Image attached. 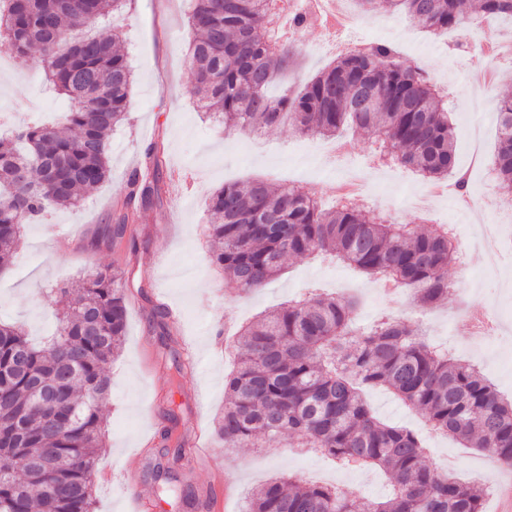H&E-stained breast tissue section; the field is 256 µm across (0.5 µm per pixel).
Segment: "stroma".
I'll return each instance as SVG.
<instances>
[{
    "label": "stroma",
    "mask_w": 512,
    "mask_h": 512,
    "mask_svg": "<svg viewBox=\"0 0 512 512\" xmlns=\"http://www.w3.org/2000/svg\"><path fill=\"white\" fill-rule=\"evenodd\" d=\"M374 17L386 25L384 42L394 45L403 64L422 67L428 77L447 78L448 111L455 127V163L470 175L469 193L497 190L487 179L484 149L498 136L495 112H468L464 84L478 61L470 48H457L453 39L436 40L421 24L409 23L379 10ZM104 34L118 31L134 72L127 120L111 137L110 174L98 188L84 194L75 207L54 210L45 220L26 225L22 244L11 266L0 272V320L21 324L30 338L42 341L58 317L57 292L92 266L128 263L126 336L118 357L106 367L112 392L102 410L105 446L99 455L102 469L125 467L139 475V490L154 498L151 470L169 457L161 438L164 429L188 432L194 421L211 431L224 409V377L233 368L231 345L236 332L304 294L316 282L327 294H340L346 283L356 284L359 300L355 327L387 310L421 328L440 346L466 342L464 309L487 306L500 329L484 352L462 353L483 370L496 388L512 398V249L504 250L496 279H488L481 256L448 267V293L429 307L405 309L401 298L376 292L374 279L340 260L321 256L288 259L280 277L260 291L239 296L209 257L207 203L211 192L224 184L257 179L269 184L292 183L332 206L329 187L347 169L367 165L374 140L349 128L341 137L354 142L356 154L338 159L320 147L318 138L289 130L271 129L260 135L222 130L198 112L186 91L191 73L185 63L190 34L185 0H134L128 14L114 24H99ZM326 31L308 26L296 44L295 74L310 77L332 63L326 51ZM0 104L7 113L0 134L23 122L56 121L65 103L46 87L35 56H7L0 62ZM164 139L168 171H189L198 180L193 194L179 195L164 186L160 203L142 212L131 228L137 252L131 259L107 246H93L99 227L110 222L112 205L121 199L129 172L140 165L150 144ZM410 170L395 167L391 175L369 174L366 192L379 199L380 213L398 224H418L405 197ZM177 307L180 326L163 336L149 321L157 303ZM196 351L197 362L176 371L173 357L179 347ZM365 399L384 423L416 428L421 418L389 391L368 390ZM210 450L222 463L223 482L232 494L222 512H243L247 499L274 476H295L321 485H337L361 499H382L392 490L387 476L376 468L342 469L320 453L280 445L277 448H228L218 436ZM433 466L452 467L463 481L485 484L483 456L443 438L428 451Z\"/></svg>",
    "instance_id": "stroma-1"
}]
</instances>
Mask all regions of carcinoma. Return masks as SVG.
Here are the masks:
<instances>
[{
    "label": "carcinoma",
    "instance_id": "carcinoma-1",
    "mask_svg": "<svg viewBox=\"0 0 512 512\" xmlns=\"http://www.w3.org/2000/svg\"><path fill=\"white\" fill-rule=\"evenodd\" d=\"M130 0H0V48L39 52L46 81L70 103L65 120L26 123L0 137V267L22 228L76 205L109 176V133L127 119L133 75L119 35L96 32ZM278 0H191L190 92L224 127L253 133L287 127L334 137L351 125L373 135L386 163L445 181L454 166L448 106L422 68L400 65L396 48L370 42L341 56L294 92L270 88L288 72L289 39L273 35ZM387 8L442 35L476 21L512 18V0H355ZM494 171L512 196V95L497 98ZM164 150L150 147L129 176L100 240H125L138 214L160 200ZM211 261L243 293L277 278L286 257L325 254L402 284L430 305L448 294L456 250L440 228L418 234L378 213L338 203L323 209L293 186L226 183L209 198ZM128 271L86 272L63 290L56 334L44 346L0 321V512H94L95 465L103 447L105 365L126 334ZM353 301L311 293L246 325L237 365L224 377L216 432L237 448L288 439L342 465L377 467L392 495L364 500L290 477L257 488L245 512H483L485 487L427 464L419 436L378 420L363 399L385 388L431 427L512 465V401L479 368L427 341L396 317L350 327Z\"/></svg>",
    "mask_w": 512,
    "mask_h": 512
}]
</instances>
